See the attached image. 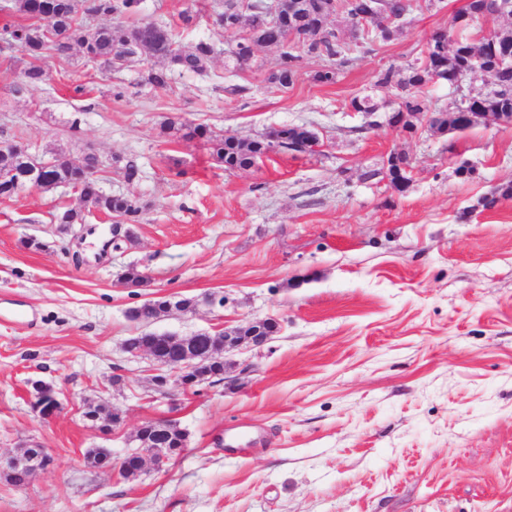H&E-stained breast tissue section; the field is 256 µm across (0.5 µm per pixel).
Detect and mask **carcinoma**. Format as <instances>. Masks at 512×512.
Here are the masks:
<instances>
[{
    "mask_svg": "<svg viewBox=\"0 0 512 512\" xmlns=\"http://www.w3.org/2000/svg\"><path fill=\"white\" fill-rule=\"evenodd\" d=\"M319 0H283V11L288 14V29L268 25L261 13L252 9L245 11L233 9L229 0H224V10L216 15L215 24L225 32L239 34V39L229 48L224 49V69L236 73L252 67L255 63L254 42H264L278 46L284 42L288 31L297 34V42L287 51H281V62L276 71L267 74L266 80L280 88L287 89L298 78L300 63L304 57L314 55L332 61V65L316 72L314 79L322 84L336 83L337 70L334 62L346 63L348 47L336 35H327L319 26L320 18L331 16L336 9H341L347 17H352L354 6L351 0H338L325 11H320ZM104 0H14L12 13L23 18L21 23L7 24L3 30L9 32L6 47H20L31 59L20 76V82L14 92L29 91L42 85L48 77L43 64L45 51L52 47L57 53L65 54L76 48L85 56L97 58L101 69L110 71L140 63L150 59L142 75V84L153 89H165L169 86L174 73H205L214 56V45L207 38L196 40L190 47L181 44L180 35L165 25L157 27L146 20L128 23V18L139 13L140 0H112V23L89 25L81 15L100 7ZM387 16L398 18L413 9V0H383ZM512 39V28L492 30L478 42L464 41L465 48L471 52L491 55L492 37ZM450 37L438 40L432 36L428 47V61L417 62L405 68L389 66L376 75L374 86L394 91L395 112H406L411 118H418L429 111L423 97L424 87L432 82L431 72L438 70L452 80L466 58L448 53ZM490 77L497 84L500 97L489 98L484 102L486 112L512 113V67L494 68ZM355 112L369 117L380 111V105L371 94L357 95L350 101ZM467 107L460 103L450 108H438L431 120V129L437 133L459 131L453 118L455 112H465ZM176 129V133L187 139L198 136L207 140L210 155L219 164L228 169H246L255 166L266 153L268 142L264 139L243 141L226 134H210L203 126L190 127L185 124ZM97 164V157L90 154L83 157L82 165L73 163L66 155L55 153L44 167L39 161L22 152L9 150L0 154V172L9 178L0 181V196L10 197L24 185L34 186L39 190H52L60 186L74 188L83 201V207L65 208L54 214L57 224L84 223L83 208H92L108 216L122 218L124 224H136L140 220L141 207L136 199L126 195L106 194L100 188L98 180L86 175V169ZM411 168L410 159L393 152L381 171L367 173V178L382 177L393 186L398 181L410 182L406 170ZM196 302L182 298L176 302L169 299H154L149 304L133 307L128 317L139 323H148L160 317L171 308L188 311ZM196 348L202 357L209 358L213 371L224 370V362L213 357V344L206 336L196 340ZM148 435L168 448L182 440L181 432L174 427H156ZM141 457L128 453L123 457L121 477L127 479L140 472Z\"/></svg>",
    "mask_w": 512,
    "mask_h": 512,
    "instance_id": "1",
    "label": "carcinoma"
}]
</instances>
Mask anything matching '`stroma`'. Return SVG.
<instances>
[{
  "label": "stroma",
  "mask_w": 512,
  "mask_h": 512,
  "mask_svg": "<svg viewBox=\"0 0 512 512\" xmlns=\"http://www.w3.org/2000/svg\"><path fill=\"white\" fill-rule=\"evenodd\" d=\"M464 2L415 9L387 42L354 35L336 13L348 62L335 83L315 81L327 61L309 56L285 90L265 80L276 47L225 72L214 23L224 0H144L142 18L173 27L198 12L182 43L207 37L216 49L207 74L164 90L140 85L141 67L104 74L72 50L51 54L48 80L18 95L29 59L0 51V140L75 161L93 150L102 189L143 207L120 250L105 252L83 229L109 230L108 217L54 223L79 206L71 189L0 198V512H512V198L480 205L512 184V127L408 134L349 108L369 90L391 101L372 90L377 73L424 59ZM229 84L246 91L229 96ZM172 120L246 140L304 124L320 146L228 172L206 140L174 136ZM394 151L413 161L403 192L363 178ZM30 237L46 250L25 248ZM131 266L152 287L124 284ZM210 292L223 304L145 326L127 316L148 299ZM266 318L277 332L225 353L223 379L193 393L160 394L152 358L123 349L147 330L188 336ZM37 380L60 391L46 420L33 410ZM90 404L120 424L102 431ZM156 418L188 435L166 467L126 480L87 463L90 448L120 460ZM33 445L51 460L15 486L3 464Z\"/></svg>",
  "instance_id": "stroma-1"
}]
</instances>
